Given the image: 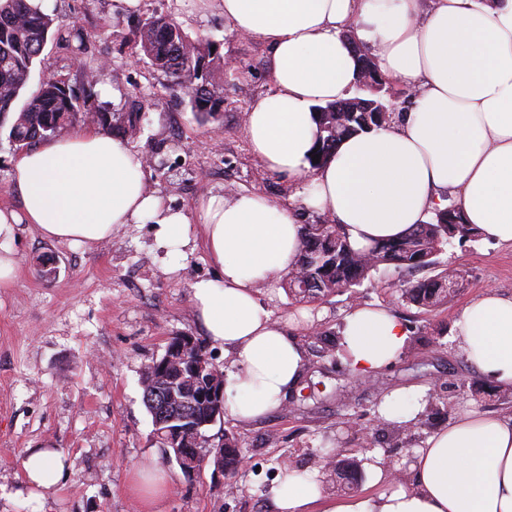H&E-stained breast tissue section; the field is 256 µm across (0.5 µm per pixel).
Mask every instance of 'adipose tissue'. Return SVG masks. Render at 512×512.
Instances as JSON below:
<instances>
[{"label": "adipose tissue", "instance_id": "obj_1", "mask_svg": "<svg viewBox=\"0 0 512 512\" xmlns=\"http://www.w3.org/2000/svg\"><path fill=\"white\" fill-rule=\"evenodd\" d=\"M238 35L273 48L275 89L247 113L252 155L302 186L284 205L256 193L200 198L195 216L163 206L144 182V157L124 140L83 127L16 159L11 179L22 213L0 209V235L32 224L46 238L96 243L125 224H154L160 246L188 243L191 224L219 279L191 286L210 343L229 355L242 420L278 409L298 385L301 340L259 300V283L287 274L301 256L304 210L341 224L354 248L398 237L455 202L483 238L512 245V0H219ZM372 49L387 77L416 86L396 121L343 138L330 161L311 169L313 106L349 97L355 46ZM454 200H447V190ZM407 326L388 309L357 307L344 318L343 361L370 376L399 359ZM454 340L485 382L512 392V295L485 289L465 304ZM66 457L52 448L25 459V484L59 483ZM413 484L392 475L383 453L370 469L383 489L326 498L313 473L281 480L279 512H512V414L470 408L414 449Z\"/></svg>", "mask_w": 512, "mask_h": 512}]
</instances>
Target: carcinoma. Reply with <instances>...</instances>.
I'll return each mask as SVG.
<instances>
[{
  "label": "carcinoma",
  "instance_id": "obj_1",
  "mask_svg": "<svg viewBox=\"0 0 512 512\" xmlns=\"http://www.w3.org/2000/svg\"><path fill=\"white\" fill-rule=\"evenodd\" d=\"M55 22L54 16L29 6L27 0H0V130L8 129V139L18 149L47 141L77 122L82 104L90 97L95 78L91 70L85 73L86 80L79 89L54 75L40 78L37 89L25 94L45 44L60 33ZM86 38L83 28L74 25L61 41L71 48L73 55L81 57L86 51ZM133 54L171 78L198 121H217L222 117L224 56L219 44L192 39L170 17L159 15L138 23ZM380 84L376 93L315 108V149L320 161L310 163L311 168L325 165L344 137L395 122L393 113L384 111L391 82L383 76ZM141 112L142 105L133 100L120 112L94 113V121L105 132L135 138L143 130ZM474 236L473 228L464 223L452 203L435 209L428 221L414 225L400 238L365 250L351 246L341 225L326 224L322 215L311 214L303 225L301 258L288 273L286 288L299 301L314 302L340 294L354 298L363 282L383 267L429 269L434 275L404 282L400 298L432 312L444 305L462 284L460 271L440 265L438 256L450 240ZM188 338L194 340L190 355L195 362L202 361L207 356L205 341L182 333L173 337L165 353L142 373L143 402L152 418L153 434L165 452L173 451L175 445L187 444L215 449L224 462V472L232 476L243 458V450L229 436L216 445L209 442L211 418L223 413L226 406L223 402L199 400L198 389L185 379L186 365L179 345ZM175 429L181 430L176 435L177 444L166 443ZM331 468L337 486L354 488L352 463L335 460Z\"/></svg>",
  "mask_w": 512,
  "mask_h": 512
}]
</instances>
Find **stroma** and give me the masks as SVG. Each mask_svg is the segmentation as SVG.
Here are the masks:
<instances>
[{"mask_svg": "<svg viewBox=\"0 0 512 512\" xmlns=\"http://www.w3.org/2000/svg\"><path fill=\"white\" fill-rule=\"evenodd\" d=\"M51 12L61 30L78 24L89 33L88 56L109 61L96 74L79 125L92 124L94 112L141 99L144 132L128 144L153 159L145 181L164 206L190 214L211 192L229 197L249 191L282 202L295 195L293 183L254 159L245 137L250 105L274 88L271 49L232 32L220 7L142 0L133 17L116 19L112 0H54ZM155 14L171 16L192 38L219 43L225 59L238 62V73L223 82L222 120L199 124L169 77L135 62L131 22ZM157 231L154 224H127L88 246L51 241L30 225H15L7 244L18 271L0 286V512H143L129 490L138 471L168 482L152 512H277L279 462L321 473L326 449L335 448L358 460L357 492L375 493L381 486L368 469L372 453L384 451L406 466L413 448L470 406L512 413V393L477 376L452 336L462 307L484 289L512 293V245L456 240L439 260L461 271L462 285L431 313L401 301L398 289L409 275L392 266L364 282L354 301L338 295L299 303L279 279L261 288L260 301L275 319L296 327L303 341L301 384L268 416L243 421L228 414L210 427L212 441L230 434L244 451L235 493H227L224 476L210 463L185 477L152 434L141 377L172 336H203L191 284L216 272L199 229L174 256L158 247ZM356 303L390 308L412 341L395 363L365 379L316 338L318 331L337 330ZM410 387L426 390L423 421L388 435L377 408L386 395ZM45 447L64 453L69 471L31 497L24 491L23 463L30 449Z\"/></svg>", "mask_w": 512, "mask_h": 512, "instance_id": "35a3bbf8", "label": "stroma"}]
</instances>
